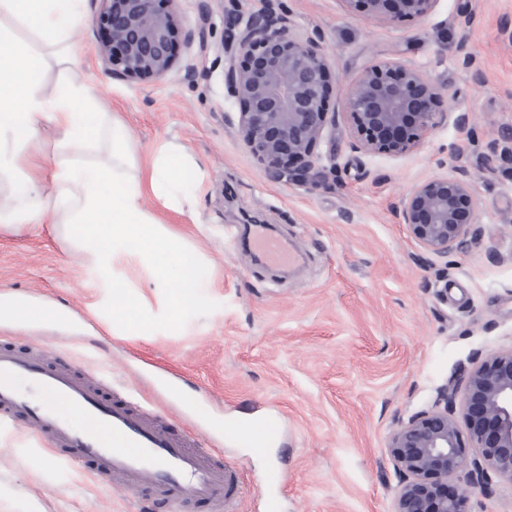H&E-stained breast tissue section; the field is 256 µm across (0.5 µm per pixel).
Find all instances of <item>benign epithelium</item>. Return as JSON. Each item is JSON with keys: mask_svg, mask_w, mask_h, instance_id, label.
<instances>
[{"mask_svg": "<svg viewBox=\"0 0 512 512\" xmlns=\"http://www.w3.org/2000/svg\"><path fill=\"white\" fill-rule=\"evenodd\" d=\"M104 38L95 52L112 77L160 78L178 65L177 46H189L180 0H91ZM368 17H423L436 0H345ZM221 52L227 55L224 88L238 106V133L256 161L278 181L317 188L326 181L319 146L336 127L329 111L334 91L320 36H301L273 8L231 18ZM441 88L420 71L372 63L351 81L345 116L353 147L369 154L402 156L420 147L447 117L438 111ZM461 155L469 117L453 119ZM480 203L469 172L456 167L415 186L399 217L425 250L446 256L478 223ZM464 385L467 433L452 417L458 385L442 388L432 408L400 423L389 453L400 481L393 512H468V495L448 485L466 471L469 488L489 486L482 463L512 481V350L487 357L459 378ZM479 449L481 459H470Z\"/></svg>", "mask_w": 512, "mask_h": 512, "instance_id": "7a95c632", "label": "benign epithelium"}]
</instances>
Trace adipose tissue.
<instances>
[{"label": "adipose tissue", "instance_id": "ef3b65f1", "mask_svg": "<svg viewBox=\"0 0 512 512\" xmlns=\"http://www.w3.org/2000/svg\"><path fill=\"white\" fill-rule=\"evenodd\" d=\"M85 0H0V229L21 233L65 216L88 253L86 270L113 310V334L152 336L203 309L213 282L204 256L143 206L153 195L163 207L195 214L203 173L184 147L161 144L139 167L126 127L93 111L92 87L70 81L44 95V56L4 26L16 18L49 47L66 42L85 21ZM64 133L59 150L42 161L30 151L42 122ZM107 144L105 160L85 163L93 136ZM153 290L145 296L136 283Z\"/></svg>", "mask_w": 512, "mask_h": 512}]
</instances>
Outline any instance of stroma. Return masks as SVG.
<instances>
[{
	"label": "stroma",
	"mask_w": 512,
	"mask_h": 512,
	"mask_svg": "<svg viewBox=\"0 0 512 512\" xmlns=\"http://www.w3.org/2000/svg\"><path fill=\"white\" fill-rule=\"evenodd\" d=\"M181 0L191 46L179 49L195 68L146 81L105 71L95 48L103 38L87 7L68 41L82 50L68 71L49 56L46 95L61 82L88 80L102 111L125 124L139 160L168 140L183 145L205 174L195 218L144 206L180 230L214 264L223 308L187 317L183 330L115 336L88 316L97 295L82 257L61 224L22 235L0 233V339L55 348L89 384L129 390L175 432L196 430L217 454L240 460L234 512H392L399 485L389 455L398 422L430 409L438 392L477 357L512 349V157L485 167L491 146L512 134V0H436L422 18L393 22L351 10L346 0ZM272 6L302 35L319 34L336 87V127L326 146L335 166L316 189L272 179L237 131L238 113L224 88L219 53L236 13ZM465 43L474 79L458 62ZM420 70L449 90L444 112H464L473 141L463 156L443 120L413 153L356 151L342 117L349 83L368 64ZM467 167L480 200L478 234L456 251L423 250L396 210L417 184ZM269 227L292 257L288 267L257 263L256 224ZM56 306L61 322L18 324L10 298ZM239 415L271 421L278 435L255 451L215 425ZM279 482H271L272 474ZM0 512H173L143 502L119 482L70 464L27 436L20 421L0 422Z\"/></svg>",
	"instance_id": "stroma-1"
}]
</instances>
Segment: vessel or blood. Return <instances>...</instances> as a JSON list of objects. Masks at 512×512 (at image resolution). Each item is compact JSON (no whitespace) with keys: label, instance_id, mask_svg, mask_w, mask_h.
Here are the masks:
<instances>
[{"label":"vessel or blood","instance_id":"vessel-or-blood-1","mask_svg":"<svg viewBox=\"0 0 512 512\" xmlns=\"http://www.w3.org/2000/svg\"><path fill=\"white\" fill-rule=\"evenodd\" d=\"M21 377L34 389L61 397L71 412L96 421L98 430L74 427L55 409L19 391ZM9 418L22 419L29 436L48 438L64 459L92 464L142 497L175 505L201 500L211 512H227L238 489L234 463L195 433L173 432L167 421L141 410L128 392L104 395L39 355L0 345V420Z\"/></svg>","mask_w":512,"mask_h":512}]
</instances>
